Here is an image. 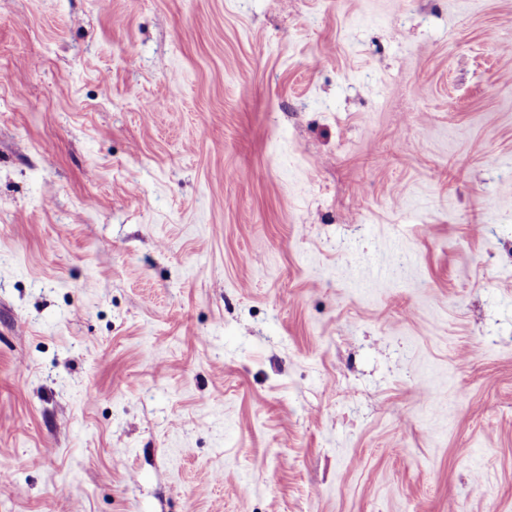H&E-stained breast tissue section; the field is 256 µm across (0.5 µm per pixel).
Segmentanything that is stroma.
Returning a JSON list of instances; mask_svg holds the SVG:
<instances>
[{
    "instance_id": "35a3bbf8",
    "label": "stroma",
    "mask_w": 512,
    "mask_h": 512,
    "mask_svg": "<svg viewBox=\"0 0 512 512\" xmlns=\"http://www.w3.org/2000/svg\"><path fill=\"white\" fill-rule=\"evenodd\" d=\"M0 512H512V0H0Z\"/></svg>"
}]
</instances>
